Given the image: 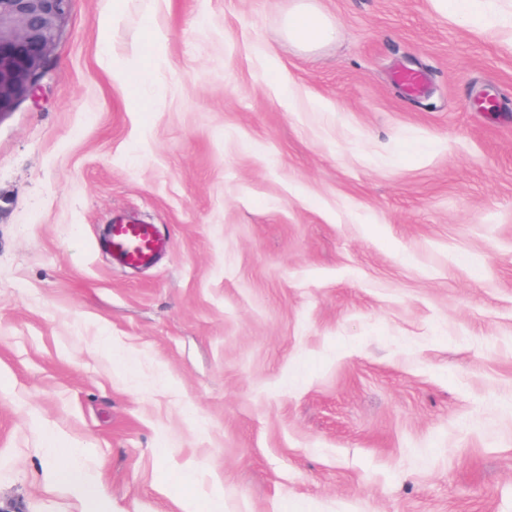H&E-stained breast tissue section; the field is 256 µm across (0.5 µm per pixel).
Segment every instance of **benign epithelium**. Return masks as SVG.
I'll return each mask as SVG.
<instances>
[{
	"label": "benign epithelium",
	"instance_id": "7a95c632",
	"mask_svg": "<svg viewBox=\"0 0 512 512\" xmlns=\"http://www.w3.org/2000/svg\"><path fill=\"white\" fill-rule=\"evenodd\" d=\"M69 0H0V114L34 95Z\"/></svg>",
	"mask_w": 512,
	"mask_h": 512
}]
</instances>
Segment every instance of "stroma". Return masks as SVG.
Wrapping results in <instances>:
<instances>
[{
    "mask_svg": "<svg viewBox=\"0 0 512 512\" xmlns=\"http://www.w3.org/2000/svg\"><path fill=\"white\" fill-rule=\"evenodd\" d=\"M482 7L71 0L0 114V512H87L74 466L101 512H512V0ZM152 39L137 112L112 71ZM118 218L155 264L113 263ZM440 7H448L454 16L464 20L474 29L487 28L493 25L492 17L484 13L480 7V0H434ZM285 31L290 41L307 50L335 36V29L325 16L307 8H299L288 15ZM107 245L118 264L144 266L152 263L167 243L157 235L154 225L121 218L110 225Z\"/></svg>",
    "mask_w": 512,
    "mask_h": 512,
    "instance_id": "obj_1",
    "label": "stroma"
}]
</instances>
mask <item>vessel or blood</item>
Segmentation results:
<instances>
[{"instance_id": "1", "label": "vessel or blood", "mask_w": 512, "mask_h": 512, "mask_svg": "<svg viewBox=\"0 0 512 512\" xmlns=\"http://www.w3.org/2000/svg\"><path fill=\"white\" fill-rule=\"evenodd\" d=\"M107 245L112 258L124 266H144L152 263L166 243L156 233L154 225L118 219L111 224Z\"/></svg>"}]
</instances>
